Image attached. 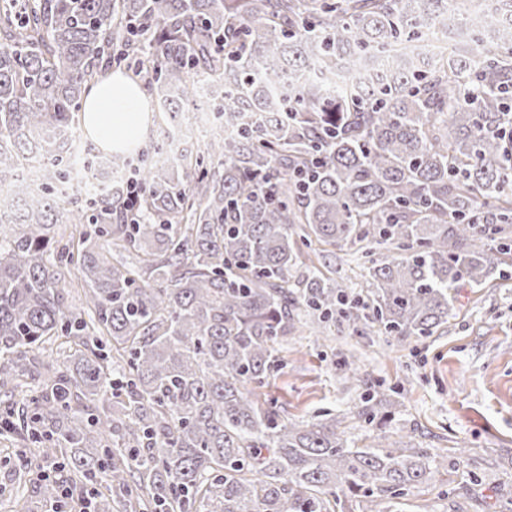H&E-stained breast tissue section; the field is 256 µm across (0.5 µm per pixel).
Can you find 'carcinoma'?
Listing matches in <instances>:
<instances>
[{"instance_id": "cac0c4a2", "label": "carcinoma", "mask_w": 512, "mask_h": 512, "mask_svg": "<svg viewBox=\"0 0 512 512\" xmlns=\"http://www.w3.org/2000/svg\"><path fill=\"white\" fill-rule=\"evenodd\" d=\"M366 61L387 77L329 78ZM127 63L164 112L220 81L237 129L138 171L133 224L124 169L91 174L83 200L53 186L84 91ZM33 163L46 181L0 213V433L79 481L105 474L96 512H402L441 475L426 448L359 446L256 389L300 311L322 330L365 318L319 270L292 281L297 243L362 253L386 336L433 334L460 281L512 257V0H0V186ZM66 202L94 228L57 232ZM385 400L359 414L373 424ZM58 492L46 477L28 498Z\"/></svg>"}]
</instances>
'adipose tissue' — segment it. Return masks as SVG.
<instances>
[{
	"label": "adipose tissue",
	"mask_w": 512,
	"mask_h": 512,
	"mask_svg": "<svg viewBox=\"0 0 512 512\" xmlns=\"http://www.w3.org/2000/svg\"><path fill=\"white\" fill-rule=\"evenodd\" d=\"M150 110L142 86L123 74L110 73L85 95L80 122L97 149L112 151L143 139Z\"/></svg>",
	"instance_id": "ef3b65f1"
}]
</instances>
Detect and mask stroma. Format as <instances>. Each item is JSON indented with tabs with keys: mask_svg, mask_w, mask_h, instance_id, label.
Returning <instances> with one entry per match:
<instances>
[{
	"mask_svg": "<svg viewBox=\"0 0 512 512\" xmlns=\"http://www.w3.org/2000/svg\"><path fill=\"white\" fill-rule=\"evenodd\" d=\"M300 263L319 268L347 294L365 296V270L349 248L303 250ZM355 356L359 378L344 366ZM280 370L260 399L284 408L289 420L332 413L339 430L358 439L366 391L390 395L391 421L379 430L429 449L436 457L465 449L451 479L421 486L404 512H512V266L481 286L460 282L448 322L430 336H385L376 323L337 319L330 336L302 331L280 342ZM15 438L0 436V512H19L29 473Z\"/></svg>",
	"mask_w": 512,
	"mask_h": 512,
	"instance_id": "stroma-1",
	"label": "stroma"
}]
</instances>
